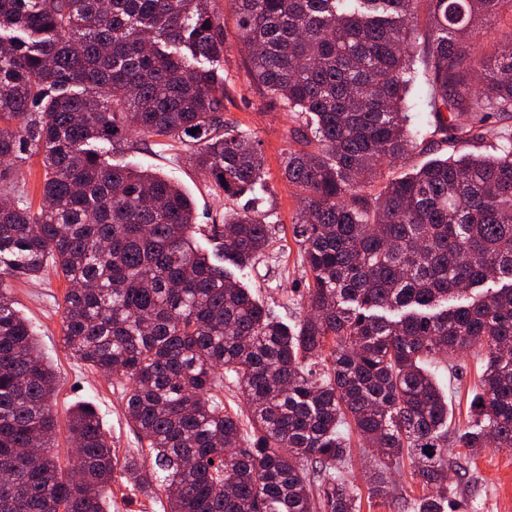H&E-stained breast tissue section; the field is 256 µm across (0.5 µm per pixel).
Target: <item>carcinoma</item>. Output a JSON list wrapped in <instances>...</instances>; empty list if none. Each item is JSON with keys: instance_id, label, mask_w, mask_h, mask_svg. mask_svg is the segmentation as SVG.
Masks as SVG:
<instances>
[{"instance_id": "obj_1", "label": "carcinoma", "mask_w": 512, "mask_h": 512, "mask_svg": "<svg viewBox=\"0 0 512 512\" xmlns=\"http://www.w3.org/2000/svg\"><path fill=\"white\" fill-rule=\"evenodd\" d=\"M228 2L247 87L297 123L283 166L310 279L294 329L224 266L267 246L264 211L224 214L214 263L189 196L99 147L179 142L225 195L263 185L259 142L224 116L216 3L0 0V186L32 156L45 170L38 208L22 190L0 200V512H107L116 480L164 491L166 512H357L336 474L353 434L378 449L373 497L400 502L387 473L407 456L435 489L415 512H444L465 466L448 461V397L426 362L473 348L476 418L453 444L469 460L512 448V135L481 151L512 115V40L501 55L482 27L512 0ZM419 76L426 134L406 105ZM442 145L374 188L382 161ZM49 268L70 283L68 348L127 380L136 455L81 404L60 463L54 370L12 296ZM219 368L244 410L224 411Z\"/></svg>"}]
</instances>
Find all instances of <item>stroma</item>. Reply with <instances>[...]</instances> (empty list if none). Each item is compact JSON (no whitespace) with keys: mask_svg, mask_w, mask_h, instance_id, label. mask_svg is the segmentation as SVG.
<instances>
[{"mask_svg":"<svg viewBox=\"0 0 512 512\" xmlns=\"http://www.w3.org/2000/svg\"><path fill=\"white\" fill-rule=\"evenodd\" d=\"M222 20L227 44L224 73L230 82L225 106L229 116L260 144L267 182L262 208L272 227V242L265 255L246 268L235 269L234 274L264 305L291 324L307 312L304 291L307 274L301 262L300 247L292 234V222L300 201L282 165L294 122L289 113L270 105L260 90L243 89L246 54L237 42L232 14H223ZM109 157L113 162L157 172L178 183L193 201L198 226L194 239L197 247L205 252H214L218 246L210 227L220 223L225 210L250 205L247 199L226 197L212 180L198 172L186 145L140 143L110 151ZM67 288V281L52 272L15 282L13 287L18 310L32 322L41 351L56 372L53 401L60 425L56 444L58 448H68L67 413L71 407L87 402L95 407L113 447L123 453L136 451L139 442L127 420L122 400L124 378L89 368L73 357L63 344L62 305ZM457 362L456 374L440 370L439 381L449 396L453 422L464 425L474 417L473 387L480 363L471 352L459 356ZM375 456L374 449L355 442L344 465L343 475L358 494L359 512H391L369 493ZM448 457L467 463L464 475L449 479L451 512H512V449L489 448L469 460L464 449L452 448Z\"/></svg>","mask_w":512,"mask_h":512,"instance_id":"obj_1","label":"stroma"}]
</instances>
